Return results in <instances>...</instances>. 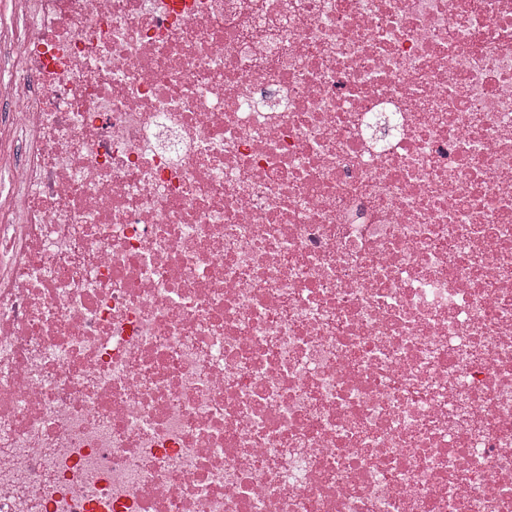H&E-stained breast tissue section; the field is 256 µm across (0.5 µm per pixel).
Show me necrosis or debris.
Here are the masks:
<instances>
[{
	"mask_svg": "<svg viewBox=\"0 0 512 512\" xmlns=\"http://www.w3.org/2000/svg\"><path fill=\"white\" fill-rule=\"evenodd\" d=\"M0 512H512V0H18Z\"/></svg>",
	"mask_w": 512,
	"mask_h": 512,
	"instance_id": "necrosis-or-debris-1",
	"label": "necrosis or debris"
}]
</instances>
